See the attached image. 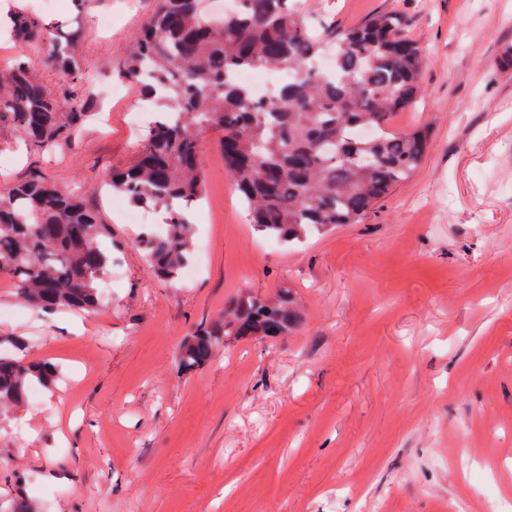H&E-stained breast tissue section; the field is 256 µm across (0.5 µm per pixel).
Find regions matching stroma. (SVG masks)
I'll return each mask as SVG.
<instances>
[{
    "label": "stroma",
    "mask_w": 512,
    "mask_h": 512,
    "mask_svg": "<svg viewBox=\"0 0 512 512\" xmlns=\"http://www.w3.org/2000/svg\"><path fill=\"white\" fill-rule=\"evenodd\" d=\"M158 0H0L62 20L92 82L74 146L0 134V194L45 178L112 231L96 311L21 305L0 276V336L60 368L55 387L0 415V512H512V0H291L316 30L399 14L425 56L396 131L425 158L361 224L286 248L256 238L203 139L196 274L159 281L108 174L137 156L141 89L124 51ZM112 26H98L101 17ZM296 290L304 320L200 372L176 354L240 293Z\"/></svg>",
    "instance_id": "1"
}]
</instances>
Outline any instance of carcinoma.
Masks as SVG:
<instances>
[{
  "mask_svg": "<svg viewBox=\"0 0 512 512\" xmlns=\"http://www.w3.org/2000/svg\"><path fill=\"white\" fill-rule=\"evenodd\" d=\"M198 0H160L127 51L122 77L141 85L151 107L161 102L141 134L129 166L112 172V193L131 205L165 214L157 234L142 228L135 243L153 274L176 284L192 259V215L204 179L198 167L202 138L218 133L224 166L246 207L253 232L288 246L345 224H361L394 186L407 181L426 150L423 130L398 132L391 116L420 92L424 57L402 33L403 19L376 14L349 29L309 30L288 0H236L221 28L197 8ZM62 26L17 9L8 30L18 46L0 73V128L32 148L52 150L75 139L86 117L90 73L66 51ZM332 53V73L314 64ZM59 69L64 89L49 91L30 56ZM288 70L294 79L267 101L240 83L242 70ZM111 237L76 198L41 181L0 195V275L18 297L44 312L100 307L98 282L112 263ZM290 288L271 296L242 293L224 316L198 326L181 344L183 374L206 367L240 341L273 343L302 322ZM18 354L0 353V412L26 401L36 386L49 389L59 369L48 359H28L21 336L0 337Z\"/></svg>",
  "mask_w": 512,
  "mask_h": 512,
  "instance_id": "obj_1",
  "label": "carcinoma"
}]
</instances>
